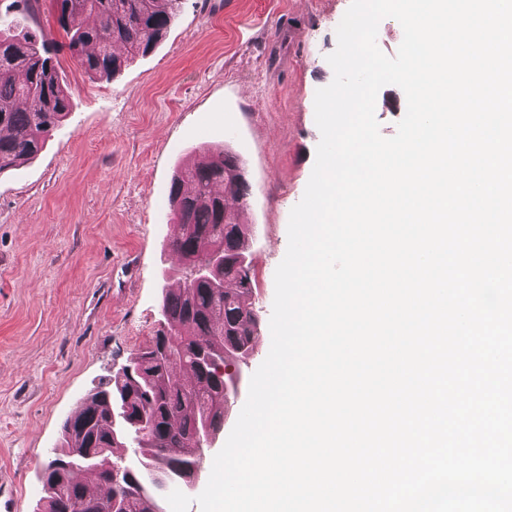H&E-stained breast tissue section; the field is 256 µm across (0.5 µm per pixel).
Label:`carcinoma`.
Masks as SVG:
<instances>
[{
    "mask_svg": "<svg viewBox=\"0 0 512 512\" xmlns=\"http://www.w3.org/2000/svg\"><path fill=\"white\" fill-rule=\"evenodd\" d=\"M181 0H59L54 22L92 79L112 80L127 62L150 52L176 24ZM53 32L19 21L0 25V173L35 157L70 111V93L53 60ZM248 184L239 157L218 151L187 165L172 180L175 224L170 247L184 260L175 284L163 288L168 329L135 355L132 373L108 375L79 413L61 427L63 466L43 474L44 512H156L162 486L184 483L200 455L198 434L224 427L238 392L229 365L254 348L259 325L249 262V229L240 219ZM215 249L224 262L188 281V267ZM130 417L119 416L122 409ZM135 461L115 455L127 442ZM99 448L100 468L65 463Z\"/></svg>",
    "mask_w": 512,
    "mask_h": 512,
    "instance_id": "obj_1",
    "label": "carcinoma"
}]
</instances>
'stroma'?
I'll return each instance as SVG.
<instances>
[{"label": "stroma", "instance_id": "obj_1", "mask_svg": "<svg viewBox=\"0 0 512 512\" xmlns=\"http://www.w3.org/2000/svg\"><path fill=\"white\" fill-rule=\"evenodd\" d=\"M349 5L183 0L165 39L110 81L58 47L71 113L37 157L0 174V469L12 512H40L64 420L162 327V289L181 266L171 180L221 147L249 185L242 221L260 317L226 442L270 350L274 275L321 138L315 93L333 79L327 57Z\"/></svg>", "mask_w": 512, "mask_h": 512}]
</instances>
